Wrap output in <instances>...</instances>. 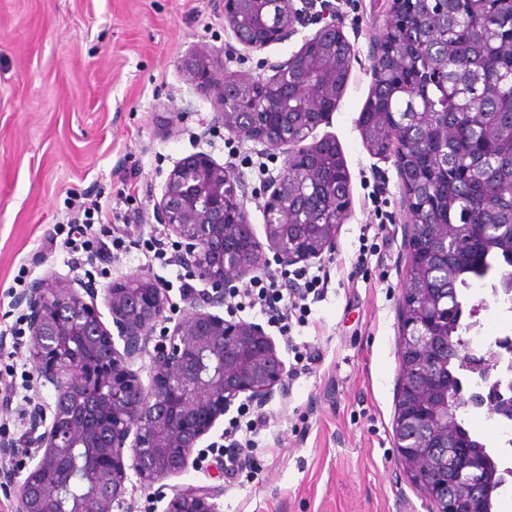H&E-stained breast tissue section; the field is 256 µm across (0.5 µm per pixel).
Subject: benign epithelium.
<instances>
[{
    "instance_id": "7a95c632",
    "label": "benign epithelium",
    "mask_w": 512,
    "mask_h": 512,
    "mask_svg": "<svg viewBox=\"0 0 512 512\" xmlns=\"http://www.w3.org/2000/svg\"><path fill=\"white\" fill-rule=\"evenodd\" d=\"M299 20L293 0H224V22L249 51L285 41ZM322 38L318 55L301 49L270 65L266 78L225 80L208 48L183 60L189 80L215 98L214 121L281 154L283 171L264 192V243L249 224L246 192L232 165L197 152L168 173L153 216L205 285L173 327L166 326L168 290L146 275L128 276L100 294L90 281L61 280L50 271L17 297L25 311L29 358L39 379L56 392L51 414L35 413L26 439L35 465L18 485L20 512H66L64 498L77 481L90 487L80 512H114L122 507L128 471L147 488L182 474L199 441L239 399L263 406L287 391L288 367L264 327L226 320L211 309L223 306L224 294L264 267L268 251L285 269L334 248L336 208L304 213L293 204L302 196H328L336 186V138L326 135L310 144L307 139L335 112L324 103L336 101V71L350 74L354 51L334 22L311 40ZM267 112L276 113V124L266 123ZM387 129L386 147L370 152L395 158L401 178L407 151L397 150L400 127L392 123ZM299 154L307 157V168L297 173L292 163ZM431 223L408 207L409 252ZM99 297L111 315L110 328L101 319ZM442 312L431 290L406 282L399 308L395 448L434 512H491L493 489L475 478L463 449L448 447L454 412L446 372L463 360L502 397L512 396V374L493 379L481 359L464 358ZM145 354L151 369L147 386L131 369ZM90 356L106 365L93 382L84 373ZM78 450L85 459H106L108 466L51 479L59 461ZM172 491L165 512H218L207 489L174 486Z\"/></svg>"
}]
</instances>
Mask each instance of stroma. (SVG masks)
I'll use <instances>...</instances> for the list:
<instances>
[{
  "mask_svg": "<svg viewBox=\"0 0 512 512\" xmlns=\"http://www.w3.org/2000/svg\"><path fill=\"white\" fill-rule=\"evenodd\" d=\"M290 39L259 52L230 51L235 38L222 0H0V329L19 311L10 288L20 269L74 277L70 255L41 252L55 225L65 223L73 195L99 197L114 227L126 231L119 257L100 254L89 270L97 288L133 274L168 283L167 316L179 318L189 299L174 280L178 267L147 263L146 245L160 226L151 199L174 165L205 152L233 165L248 194V220L264 238L265 178L283 161L257 142L211 129L213 100L194 89L180 69L191 50L215 52L224 75L269 76L272 63L299 51L326 22L336 21L355 51L346 88L329 124L314 138L335 136L350 178L351 209L336 246L304 262L330 280L312 303L297 342L320 355L310 374L290 380L285 395L265 407L274 423L259 438L246 475L230 476L217 448L226 424L218 419L195 448L192 465L167 488L140 487L129 476L128 512H164L173 487H203L219 512H428L423 490L406 474L394 447L399 378V299L406 277V201L393 161L370 154L358 119L369 97L372 48L385 31L389 0H330L308 8ZM268 172L259 175V164ZM376 252L355 267L362 238ZM489 272L483 292L459 291L464 306L482 304L477 318L488 355L499 323L512 311L495 301ZM13 364L30 377L28 395L0 391V512H18L16 487L27 475L18 410L53 409L51 385L35 381L27 348Z\"/></svg>",
  "mask_w": 512,
  "mask_h": 512,
  "instance_id": "35a3bbf8",
  "label": "stroma"
}]
</instances>
